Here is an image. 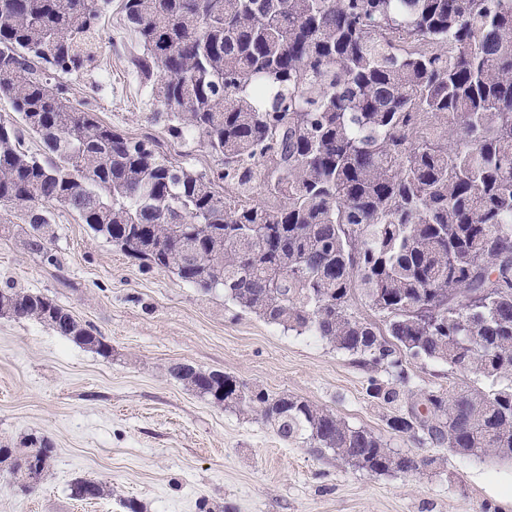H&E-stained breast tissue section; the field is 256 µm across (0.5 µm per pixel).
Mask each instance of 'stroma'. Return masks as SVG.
Instances as JSON below:
<instances>
[{
    "label": "stroma",
    "instance_id": "stroma-1",
    "mask_svg": "<svg viewBox=\"0 0 512 512\" xmlns=\"http://www.w3.org/2000/svg\"><path fill=\"white\" fill-rule=\"evenodd\" d=\"M121 0L101 20L93 62L65 77L70 100L130 137L158 139L167 157L217 168L201 138L173 139L153 116L151 88L129 59L140 50ZM51 257L24 249L20 210L1 218L0 290L44 294L92 326L111 357L33 320L0 316V445L50 439L51 468L38 491L18 493L0 467V512H512V466L462 456L394 434V410L367 391L384 367L359 363L319 337L284 332L225 302L221 291L179 281L91 233L70 209H53ZM219 370L257 391L308 400L394 450L433 459L415 474L371 475L332 455L281 440L254 413L215 406L172 379L171 365ZM413 392L483 386L448 365L408 360ZM97 480L107 496L76 501L70 484Z\"/></svg>",
    "mask_w": 512,
    "mask_h": 512
}]
</instances>
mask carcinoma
<instances>
[{"label":"carcinoma","instance_id":"1","mask_svg":"<svg viewBox=\"0 0 512 512\" xmlns=\"http://www.w3.org/2000/svg\"><path fill=\"white\" fill-rule=\"evenodd\" d=\"M111 2L0 0V102L15 114L0 124V207L26 212L22 245L52 259V209L65 206L131 258L385 366L391 380L367 387L381 405L401 401L408 358L478 375L487 387L422 391L389 426L512 460V0H121L142 48L132 67L158 78L173 135L203 137L222 160L210 174L70 102L60 78L94 60ZM358 294L384 326L354 315ZM0 316L111 353L40 293L0 291ZM168 372L358 470L433 464L306 400L188 364ZM52 452L31 434L0 464L42 460L43 477ZM106 493L71 485L76 500Z\"/></svg>","mask_w":512,"mask_h":512}]
</instances>
